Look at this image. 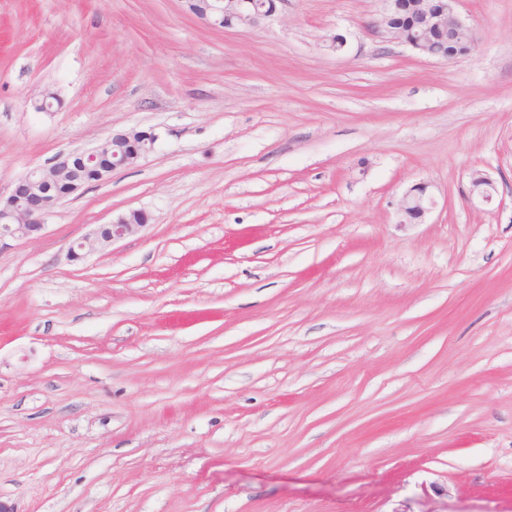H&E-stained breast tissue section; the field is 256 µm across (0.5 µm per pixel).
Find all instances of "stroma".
<instances>
[{"mask_svg":"<svg viewBox=\"0 0 512 512\" xmlns=\"http://www.w3.org/2000/svg\"><path fill=\"white\" fill-rule=\"evenodd\" d=\"M380 8L215 30L185 0H0L1 196L159 136L0 247L9 512H512V0H460L450 62ZM472 179L476 180L471 182V188L469 193L466 195L467 201L470 203H473L475 199H478L482 202L491 201L493 199L494 193H496V185L494 180L490 176H482V173L479 171H476L473 174ZM413 191H416V193L407 192L400 202L399 211L405 220L411 214L423 217L434 205L432 197L427 194L426 186H417ZM414 215L409 216L408 219H418ZM147 216L141 210H131L119 216L111 224L100 225L94 233L92 240H83L76 245L70 247V257L73 260L81 259L84 256L82 253L86 247L93 248L98 245L99 247H108L114 241L125 238L133 233L144 228L147 224Z\"/></svg>","mask_w":512,"mask_h":512,"instance_id":"35a3bbf8","label":"stroma"}]
</instances>
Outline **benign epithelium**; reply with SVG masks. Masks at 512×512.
<instances>
[{"label":"benign epithelium","mask_w":512,"mask_h":512,"mask_svg":"<svg viewBox=\"0 0 512 512\" xmlns=\"http://www.w3.org/2000/svg\"><path fill=\"white\" fill-rule=\"evenodd\" d=\"M446 2L444 12L434 17L431 0H426L423 3L421 23L427 24L433 19L438 23H448V38L451 39L461 30H470V26L458 14V0ZM187 4L191 13L217 29L258 27L276 11L275 4L265 3L263 0H209L205 4L199 3L198 0H187ZM392 7V0H382L377 17L369 23L370 30L389 42L399 43L414 51L418 50L417 43L389 34L387 22ZM157 140L158 135L152 131L116 132L92 149L61 154L44 166L30 169L17 180L7 198H0V241L27 237L42 231L47 216L64 201V198L54 193V186L65 179L69 180L70 197L86 187V184L77 177V170L82 165H97L99 180L102 181L112 172L126 168L149 154ZM494 193L495 182L485 175L471 182L466 198L471 203L476 199L489 202L493 199ZM433 205L434 201L427 194V187L419 186L416 192L404 195L399 211L404 218L411 214L422 217ZM146 223L147 216L143 211L131 210L110 224L100 225L93 239L83 240L71 246L70 257L78 260L84 256L85 249L95 245L108 247L113 242L144 228Z\"/></svg>","instance_id":"obj_1"}]
</instances>
